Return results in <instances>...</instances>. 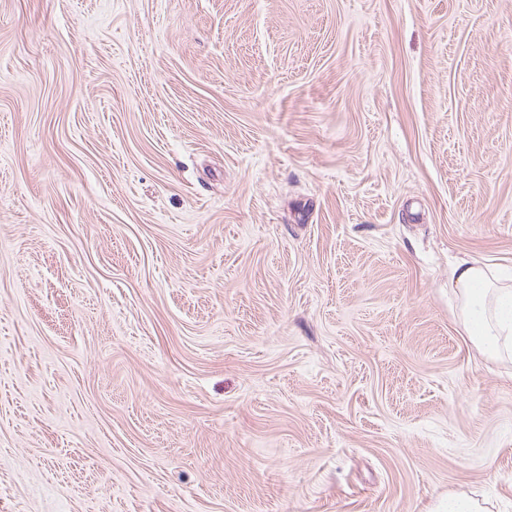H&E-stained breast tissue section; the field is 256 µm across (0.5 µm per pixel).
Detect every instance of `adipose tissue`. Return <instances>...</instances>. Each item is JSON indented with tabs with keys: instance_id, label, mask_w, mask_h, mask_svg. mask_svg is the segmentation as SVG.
<instances>
[{
	"instance_id": "adipose-tissue-1",
	"label": "adipose tissue",
	"mask_w": 512,
	"mask_h": 512,
	"mask_svg": "<svg viewBox=\"0 0 512 512\" xmlns=\"http://www.w3.org/2000/svg\"><path fill=\"white\" fill-rule=\"evenodd\" d=\"M448 287L458 303L462 336L491 359L512 358V285L485 265L462 260Z\"/></svg>"
}]
</instances>
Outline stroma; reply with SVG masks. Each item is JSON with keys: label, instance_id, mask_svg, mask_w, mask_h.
<instances>
[{"label": "stroma", "instance_id": "1", "mask_svg": "<svg viewBox=\"0 0 512 512\" xmlns=\"http://www.w3.org/2000/svg\"><path fill=\"white\" fill-rule=\"evenodd\" d=\"M512 0H0V512H512ZM448 288L458 303L462 336L490 359H512V285L488 266L462 260L452 268Z\"/></svg>", "mask_w": 512, "mask_h": 512}]
</instances>
